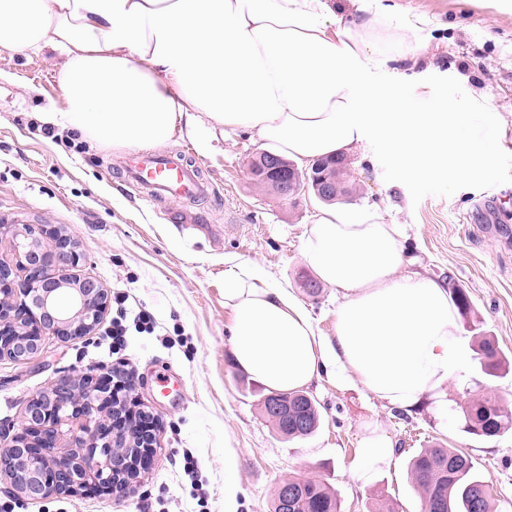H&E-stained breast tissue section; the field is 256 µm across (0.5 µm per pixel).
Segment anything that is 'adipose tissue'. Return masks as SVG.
Returning <instances> with one entry per match:
<instances>
[{"label":"adipose tissue","instance_id":"obj_1","mask_svg":"<svg viewBox=\"0 0 512 512\" xmlns=\"http://www.w3.org/2000/svg\"><path fill=\"white\" fill-rule=\"evenodd\" d=\"M353 5L360 20L343 25L328 0H0V48L62 56L64 105L40 119L98 145L152 148L181 135L207 150L230 128L302 166L379 130L397 164L420 176L483 170L493 149L462 134L454 99L425 110L377 85L414 60L405 43L423 17L391 0ZM303 256L343 292L333 339L316 334L295 296L243 265L224 282L235 365L274 392L306 388L331 366L389 407L429 398L440 426L464 420L445 386L469 346L447 288L403 274L401 225L374 207L326 205ZM394 463L389 435L366 425L351 478L369 486Z\"/></svg>","mask_w":512,"mask_h":512}]
</instances>
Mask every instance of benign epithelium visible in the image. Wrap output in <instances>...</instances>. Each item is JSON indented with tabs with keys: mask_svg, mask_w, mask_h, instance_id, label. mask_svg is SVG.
<instances>
[{
	"mask_svg": "<svg viewBox=\"0 0 512 512\" xmlns=\"http://www.w3.org/2000/svg\"><path fill=\"white\" fill-rule=\"evenodd\" d=\"M265 188L286 198L314 190L320 200H336V178L308 183V174L262 152L249 161ZM11 256L0 258V359L28 363L45 337L72 340L92 336L108 306V294L90 277L70 269L82 255L70 235L51 224H14L0 218V242ZM57 266L53 276L49 263ZM126 386L100 376L64 371L27 402L19 430L0 445V477L11 493L30 500L52 495H112L141 486L157 447L156 421L144 411L135 422L122 391ZM73 436L78 448L62 445Z\"/></svg>",
	"mask_w": 512,
	"mask_h": 512,
	"instance_id": "1",
	"label": "benign epithelium"
}]
</instances>
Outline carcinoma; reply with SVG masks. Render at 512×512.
I'll list each match as a JSON object with an SVG mask.
<instances>
[{"label": "carcinoma", "mask_w": 512, "mask_h": 512, "mask_svg": "<svg viewBox=\"0 0 512 512\" xmlns=\"http://www.w3.org/2000/svg\"><path fill=\"white\" fill-rule=\"evenodd\" d=\"M482 371L496 376L508 359L491 336L476 337ZM288 401V413L273 419L267 410L270 397L262 400L265 416L277 432L290 439L305 438L318 428L320 415L314 400L303 391L281 393ZM495 396H483L471 404L469 419L473 426L466 432L494 437L512 425V419L500 414ZM410 480L421 493L426 512H494L489 486L475 471L473 462L457 448H424L408 465ZM296 489L289 512H341L336 492L316 476H292L281 481Z\"/></svg>", "instance_id": "1"}]
</instances>
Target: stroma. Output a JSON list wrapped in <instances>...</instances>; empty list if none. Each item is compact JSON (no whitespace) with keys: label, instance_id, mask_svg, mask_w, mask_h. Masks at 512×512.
Masks as SVG:
<instances>
[{"label":"stroma","instance_id":"35a3bbf8","mask_svg":"<svg viewBox=\"0 0 512 512\" xmlns=\"http://www.w3.org/2000/svg\"><path fill=\"white\" fill-rule=\"evenodd\" d=\"M394 2L428 21L410 36L422 59L414 79L430 90L423 106L437 108L455 95L463 130L494 142L497 153L483 176L443 171L422 178L392 160L383 137L370 138L346 152L356 186L350 203L377 206L387 223L405 225V246L415 259L409 273L465 291L471 312L459 319L462 334L494 337L512 359V15L493 0ZM63 63L49 49L28 55L0 49V213L71 235L84 257L75 275L96 279L108 293L129 294L130 306L148 311L158 329L129 331L126 347L113 350L111 305L92 336L46 337L37 366L0 361V427L18 423L30 397L61 370L119 368L132 373L135 406L155 415L160 432L144 485L122 498L17 499L0 480V505H16V512H224L229 460L237 472V512H271L278 483L311 475L337 490L342 512H374L381 502L392 512H422L407 464L418 450L442 444L471 457L496 512H512V429L489 438L459 423L441 429L429 400L409 412L393 409L361 386L338 385L325 371L307 388L321 415L318 429L306 438L280 436L261 409L265 388L233 365L224 277L239 264L260 266L299 298L321 336L332 337L335 289L324 286L312 296L302 286L309 269L305 231L319 200L304 193L290 202L257 188L248 162L260 148L248 133L229 131L208 152L180 136L167 144L202 168L213 193L157 207L116 175L125 148L71 147L44 135L39 115L61 105ZM485 112L494 113L493 122L482 121ZM187 213L194 223H183ZM167 373L181 382L163 395L156 378ZM447 392L458 405L495 395L512 410V372L486 375L475 352ZM367 422L391 437L397 464L361 489L349 465ZM188 456L192 475L184 470Z\"/></svg>","mask_w":512,"mask_h":512}]
</instances>
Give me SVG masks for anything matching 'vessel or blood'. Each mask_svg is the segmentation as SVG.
<instances>
[{
	"label": "vessel or blood",
	"mask_w": 512,
	"mask_h": 512,
	"mask_svg": "<svg viewBox=\"0 0 512 512\" xmlns=\"http://www.w3.org/2000/svg\"><path fill=\"white\" fill-rule=\"evenodd\" d=\"M119 166L127 182L146 192L161 207L192 201L208 194L199 166L184 152L137 154L123 157Z\"/></svg>",
	"instance_id": "obj_1"
}]
</instances>
